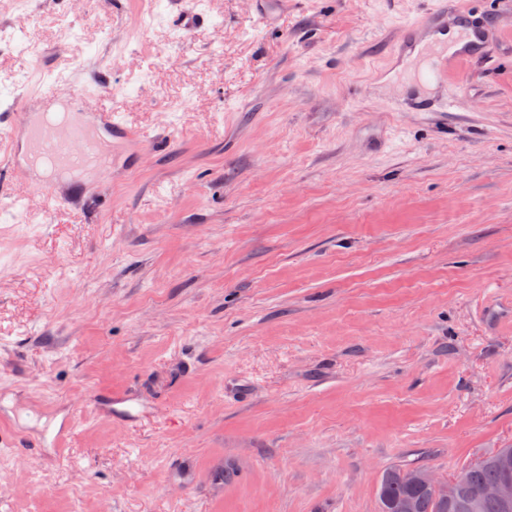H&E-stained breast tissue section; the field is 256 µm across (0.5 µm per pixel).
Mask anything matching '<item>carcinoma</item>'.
<instances>
[{
  "label": "carcinoma",
  "mask_w": 512,
  "mask_h": 512,
  "mask_svg": "<svg viewBox=\"0 0 512 512\" xmlns=\"http://www.w3.org/2000/svg\"><path fill=\"white\" fill-rule=\"evenodd\" d=\"M465 482L461 485L458 497L448 501V497L436 488L412 482L408 471L402 468L390 469L381 477L378 486L380 512H403V506L411 501L418 512H464V504L475 497L484 486L503 478L492 456L488 455L478 464L465 468Z\"/></svg>",
  "instance_id": "1"
}]
</instances>
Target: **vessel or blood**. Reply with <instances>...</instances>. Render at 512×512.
Returning a JSON list of instances; mask_svg holds the SVG:
<instances>
[{"label":"vessel or blood","mask_w":512,"mask_h":512,"mask_svg":"<svg viewBox=\"0 0 512 512\" xmlns=\"http://www.w3.org/2000/svg\"><path fill=\"white\" fill-rule=\"evenodd\" d=\"M447 24V0H433L425 16L409 24L406 32L410 35L421 30L442 33ZM457 24L462 41L459 60L482 59L484 20L463 12ZM81 72L82 79L53 82L34 96L29 102V112L23 113L21 120L5 131L13 166L25 168L36 193L49 204L72 200L74 189L97 185L103 159V134H110L119 142L134 137L118 113L98 111L88 120L72 113L75 100L85 95V85L101 89L106 86L100 72L93 67L82 66ZM419 78L429 84L447 81V44H435L432 59Z\"/></svg>","instance_id":"obj_1"}]
</instances>
